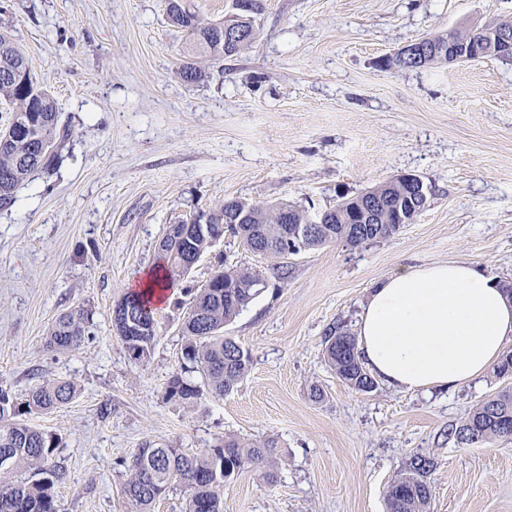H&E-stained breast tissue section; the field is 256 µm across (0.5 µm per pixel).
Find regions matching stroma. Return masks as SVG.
Instances as JSON below:
<instances>
[{"label":"stroma","mask_w":512,"mask_h":512,"mask_svg":"<svg viewBox=\"0 0 512 512\" xmlns=\"http://www.w3.org/2000/svg\"><path fill=\"white\" fill-rule=\"evenodd\" d=\"M258 35L224 71L188 84L185 34L165 0H0V30L54 96L72 136L63 161L0 209V387L45 380L77 393L32 427L58 436L59 512H131L128 465L146 442L199 451L276 439L268 483L241 470L224 512H388L414 454L434 461L430 512H512V438L462 444L448 430L511 388L494 372L428 393L347 386L324 360L330 327L356 332L378 282L401 265L471 259L512 281V61L401 69L422 38L512 17V0H261ZM398 174L431 190L395 237L333 243L272 262L217 241L155 310L150 355L111 326L117 301L158 262L168 225L227 199L285 200L310 214ZM267 286L224 328L252 364L237 391L186 405L166 388L182 365L190 297L220 262ZM84 309L89 336L57 352L48 330ZM325 397L315 401L312 387Z\"/></svg>","instance_id":"obj_1"}]
</instances>
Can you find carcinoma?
Returning a JSON list of instances; mask_svg holds the SVG:
<instances>
[{"instance_id": "carcinoma-1", "label": "carcinoma", "mask_w": 512, "mask_h": 512, "mask_svg": "<svg viewBox=\"0 0 512 512\" xmlns=\"http://www.w3.org/2000/svg\"><path fill=\"white\" fill-rule=\"evenodd\" d=\"M169 22L187 34L189 58L181 67V77L196 83L207 77L206 68L197 60L204 59L213 67L240 55L254 39L232 47L213 38L221 24L207 22L181 0H168ZM435 47L448 44L474 43L483 45L480 57L512 60V51L489 50L490 40L477 30L452 31L427 39ZM0 100L10 111L6 131L0 133V209L14 203L15 190L36 171L54 169L67 150L71 137L68 125L60 123L54 97L41 88L34 76L29 59L11 40L0 36ZM372 190L388 199L368 234L357 232L360 225L353 219V199H342L329 209L332 213L331 238L313 236L307 239L305 250L330 243L343 242L351 247L365 239L387 240L400 231V217L408 211L405 178L380 182ZM247 208L249 223L236 227L224 223L225 208ZM211 227L236 237L239 231L254 233L263 256L277 260L275 269L280 278L288 277V264L283 257V230L279 205L227 199L210 212ZM212 247L210 235L183 236L180 227L168 226L158 245L163 281L171 285L184 278L196 259ZM260 274L245 268L226 267L216 271L200 288L189 289L190 312L182 325L184 344L182 359L198 371L207 392L226 396L238 389L250 371L251 356L233 338L224 335V326L260 295L253 287ZM119 304L142 322L144 330L124 341L131 358L143 360L150 355L155 340L151 323L155 322L152 302L147 295L131 291ZM88 333L85 312L72 309L59 314L48 332L47 345L53 350L78 348ZM324 358L336 376L358 392H372L376 379L366 370L353 336L341 326L333 327L325 337ZM76 392L74 383L66 380L46 381L32 389L22 401L0 389V512H58L55 486L63 478L62 467L55 462L54 451L59 439L53 434L32 427L23 416L32 412L50 411L69 402ZM202 395L201 387L172 374L167 396L192 404ZM457 440L490 442L512 437V391L504 390L477 407L459 427ZM277 442H241L227 439L224 443L199 452L147 442L138 449L129 467L124 492L133 512H154L174 482L188 491L185 512H224L220 488L224 482L244 468L253 467L274 478L271 468L275 461ZM433 463L423 455H414L407 472L395 479L387 490L388 512H428L430 503L431 468ZM30 473L27 478L18 474Z\"/></svg>"}]
</instances>
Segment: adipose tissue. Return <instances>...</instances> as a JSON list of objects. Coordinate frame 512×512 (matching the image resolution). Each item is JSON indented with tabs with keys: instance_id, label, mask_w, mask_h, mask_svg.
I'll use <instances>...</instances> for the list:
<instances>
[{
	"instance_id": "ef3b65f1",
	"label": "adipose tissue",
	"mask_w": 512,
	"mask_h": 512,
	"mask_svg": "<svg viewBox=\"0 0 512 512\" xmlns=\"http://www.w3.org/2000/svg\"><path fill=\"white\" fill-rule=\"evenodd\" d=\"M512 340V300L474 260L403 265L371 289L357 326L364 365L389 387L472 382Z\"/></svg>"
}]
</instances>
